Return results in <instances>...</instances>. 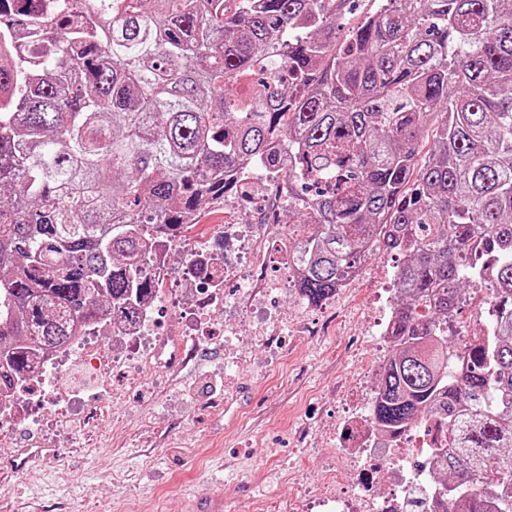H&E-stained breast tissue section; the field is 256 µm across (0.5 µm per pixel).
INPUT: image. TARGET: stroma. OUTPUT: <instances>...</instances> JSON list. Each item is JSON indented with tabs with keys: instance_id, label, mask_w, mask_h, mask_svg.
Returning <instances> with one entry per match:
<instances>
[{
	"instance_id": "stroma-1",
	"label": "stroma",
	"mask_w": 512,
	"mask_h": 512,
	"mask_svg": "<svg viewBox=\"0 0 512 512\" xmlns=\"http://www.w3.org/2000/svg\"><path fill=\"white\" fill-rule=\"evenodd\" d=\"M238 215H204L186 239L237 259L222 228ZM399 263L380 255L308 308L263 292L282 271L270 255L248 271L253 300L210 309L178 368H148L112 336L92 338L87 353L121 357L105 375L76 357L49 385L18 390L30 414L0 427V512H321L318 477L347 463L337 428L370 400L384 364L368 314L395 306ZM257 308L292 315L287 335H225Z\"/></svg>"
}]
</instances>
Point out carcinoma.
<instances>
[{"label": "carcinoma", "mask_w": 512, "mask_h": 512, "mask_svg": "<svg viewBox=\"0 0 512 512\" xmlns=\"http://www.w3.org/2000/svg\"><path fill=\"white\" fill-rule=\"evenodd\" d=\"M359 2L0 12L30 33L0 45V395L79 331L139 318L161 247L206 210L272 192L259 223L280 224L286 195L307 303L380 247L405 255L373 421L398 435L443 411L440 512H512V416L485 403L512 393V0H377L338 40ZM253 164L275 186L238 178ZM477 252L498 307L458 386L445 325Z\"/></svg>", "instance_id": "carcinoma-1"}]
</instances>
